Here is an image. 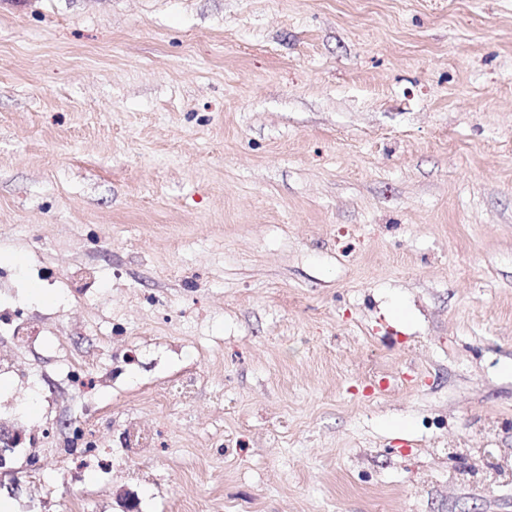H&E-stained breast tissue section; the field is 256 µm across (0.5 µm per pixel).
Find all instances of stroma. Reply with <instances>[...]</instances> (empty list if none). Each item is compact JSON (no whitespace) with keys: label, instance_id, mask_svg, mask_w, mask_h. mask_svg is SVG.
Listing matches in <instances>:
<instances>
[{"label":"stroma","instance_id":"1","mask_svg":"<svg viewBox=\"0 0 512 512\" xmlns=\"http://www.w3.org/2000/svg\"><path fill=\"white\" fill-rule=\"evenodd\" d=\"M1 265L10 512H512V0H0ZM4 313L9 317L2 320V322L4 325L8 326V331L11 333V336H14L17 347H25L33 341L35 336L43 335L42 330L32 328L28 325L22 313L7 310H5Z\"/></svg>","mask_w":512,"mask_h":512}]
</instances>
